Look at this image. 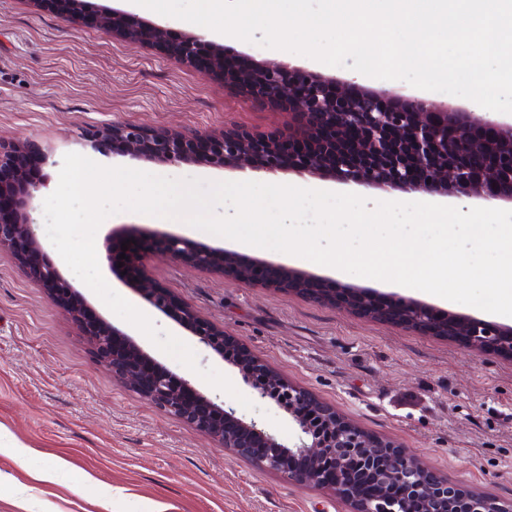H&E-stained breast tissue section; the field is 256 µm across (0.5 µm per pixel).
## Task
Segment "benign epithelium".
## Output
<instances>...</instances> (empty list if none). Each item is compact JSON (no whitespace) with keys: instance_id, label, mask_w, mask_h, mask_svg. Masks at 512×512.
<instances>
[{"instance_id":"obj_1","label":"benign epithelium","mask_w":512,"mask_h":512,"mask_svg":"<svg viewBox=\"0 0 512 512\" xmlns=\"http://www.w3.org/2000/svg\"><path fill=\"white\" fill-rule=\"evenodd\" d=\"M42 8L66 15L74 24L90 19L87 0H37ZM108 32L168 50L189 66L219 75L244 97L288 111V132L257 136L244 129L183 135L127 122L99 133L125 145L134 161L176 165L206 158L237 169L276 174L296 169L329 176L367 189L406 193L424 191L457 198L512 202V121L493 112L437 104L409 97L393 103V90L354 91L334 76L286 77L284 64H242L224 57V49L199 35L170 37L168 29L112 10L101 20ZM22 149L0 142V250L14 252L35 282L77 321L98 359L124 385L157 409L180 417L225 449L252 459L301 488L329 489L349 502L352 512H512L496 498L435 474L389 441L376 439L336 410L291 384L245 352L224 330L177 302L164 288L149 293L153 305L197 336L227 365L252 379L260 399H271L286 413L296 432L293 444L236 416L188 381L175 387L165 370L126 333L99 316L88 322V303L60 270L42 261L44 247L34 232L33 212L50 174L48 158L18 166ZM170 258L189 267L216 269L244 283L271 284L317 294L378 318L409 324L445 336H462L478 352L512 357V327L456 318L405 299H382L357 290H341L300 278L286 269L254 267L222 248H202L182 237L163 243ZM311 404L318 418L303 417Z\"/></svg>"}]
</instances>
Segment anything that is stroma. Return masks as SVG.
Masks as SVG:
<instances>
[{
  "mask_svg": "<svg viewBox=\"0 0 512 512\" xmlns=\"http://www.w3.org/2000/svg\"><path fill=\"white\" fill-rule=\"evenodd\" d=\"M229 57L285 63L299 75L322 74L358 90L396 89L403 81L366 77L346 67L216 34ZM126 121L186 135L245 128L268 135L287 128L286 111L248 100L214 76L159 48L82 26L43 10L35 0H0V142L58 164L75 152L104 166H129L106 149L96 153L85 129ZM138 169L210 182L258 181L261 171L141 161ZM113 236L139 258L135 268L101 261L108 284L147 314L157 328L186 342L200 368H215L244 396L248 380L195 336L151 306L159 286L192 306L270 368L368 434L393 442L436 474L512 501V358L477 354L465 343L410 325L378 320L341 304L280 288L248 285L219 272L190 268L162 248L169 236L238 253L243 262L284 267L337 287L400 296L452 315L505 324L504 316L392 283L272 250L238 247L187 224H162L120 212L96 239ZM93 311L127 333L147 354L237 416L255 421L281 442L295 430L274 401L247 409L155 347L115 315L80 279ZM26 448L24 461L0 452V512H103L113 498L120 512H350L331 491L301 489L254 462L227 452L210 436L168 415L124 387L98 361L80 327L15 259L0 251V445ZM64 461L52 483L37 474Z\"/></svg>",
  "mask_w": 512,
  "mask_h": 512,
  "instance_id": "1",
  "label": "stroma"
}]
</instances>
